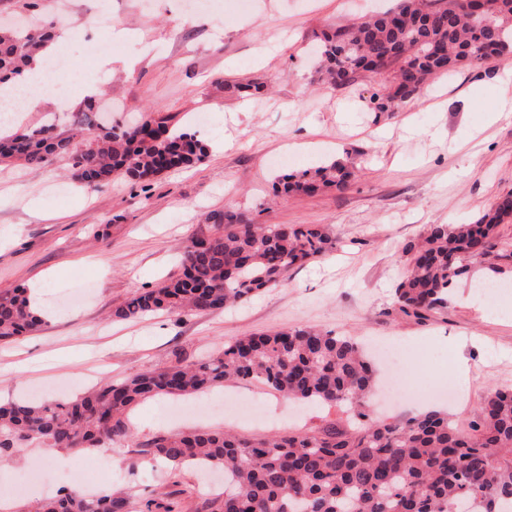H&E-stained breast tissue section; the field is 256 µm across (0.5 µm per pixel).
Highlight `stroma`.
I'll list each match as a JSON object with an SVG mask.
<instances>
[{"instance_id":"1","label":"stroma","mask_w":512,"mask_h":512,"mask_svg":"<svg viewBox=\"0 0 512 512\" xmlns=\"http://www.w3.org/2000/svg\"><path fill=\"white\" fill-rule=\"evenodd\" d=\"M392 0H233L205 15L191 0H37L36 9L61 36L83 30L57 72L60 92L24 112L18 126L48 118L69 128L74 91L97 85L95 105L109 123L167 116L196 130L205 158L143 186L125 178L85 190L65 160L32 170L0 165V288L28 287L49 275L46 302L59 317L11 342H0V402L72 398L102 381H122L176 362H197L238 336L313 327L405 349L408 387L419 393L451 385L459 365L473 382L455 398L393 402L386 418L438 408L466 426L491 390L512 387V299L479 301L482 273L512 284V261L467 262L446 306L420 320L395 302L405 267L402 250L428 224H467L512 192V120L490 122L512 84L496 81L512 59L465 66L431 78L392 112L370 110L380 80L364 74L332 89L312 81L308 49L330 25L385 10ZM264 83L258 96L230 95L227 83ZM342 159L356 176L344 191L278 196L281 172ZM40 199L32 210L31 199ZM231 209L250 224L329 227L336 246L290 272L286 284L212 312H160L120 320L113 312L137 291L178 274L188 239L209 233L212 217ZM340 416L320 404L296 405L256 380L189 400L156 398L140 405L121 442L77 455L25 443L0 465V496L31 498L20 480L40 474L53 492L82 466L96 489L125 492L142 512L156 490L182 512H197L214 490L210 474L172 473L146 462L137 448L160 432L233 429L248 437L312 431Z\"/></svg>"}]
</instances>
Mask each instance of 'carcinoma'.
I'll return each mask as SVG.
<instances>
[{
    "mask_svg": "<svg viewBox=\"0 0 512 512\" xmlns=\"http://www.w3.org/2000/svg\"><path fill=\"white\" fill-rule=\"evenodd\" d=\"M398 0L368 20L332 28L313 46L315 75L346 88L364 72L381 78L370 100L391 112L434 76L462 66L479 68L512 49V0ZM55 38L31 18L27 28L0 26V84L20 76ZM0 125V164L42 168L69 160L74 177L99 191L119 177L147 183L157 171L201 161L205 145L170 119L135 125L93 126L76 140L53 124L32 131ZM355 172L340 161L278 178L276 192L312 195L345 190ZM512 212V193L500 196L473 224H432L403 249L406 271L395 302L421 316L448 303V287L469 258L512 257L498 227ZM332 244L314 225L244 224L224 214L206 236L188 241L182 271L155 288L135 293L114 316L142 318L158 312L220 310L288 281L289 273L323 255ZM42 323L26 298L0 289V341ZM255 378L289 397L335 406L346 422L288 436L250 439L229 430L162 434L137 450L177 470H224V494L204 502V512H512V388L488 393L470 432L448 414L429 410L404 422L376 420L368 399L374 370L359 344L312 327L241 336L207 360L150 370L122 382H105L71 400L0 404V462L22 441L47 448H102L128 437L130 412L143 400L185 396ZM123 493L59 494L15 512H124Z\"/></svg>",
    "mask_w": 512,
    "mask_h": 512,
    "instance_id": "cac0c4a2",
    "label": "carcinoma"
}]
</instances>
